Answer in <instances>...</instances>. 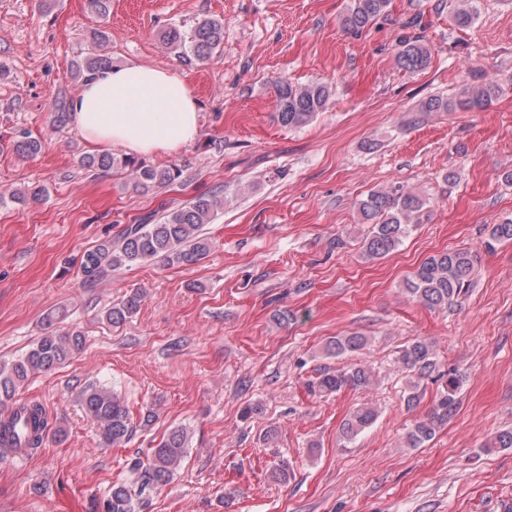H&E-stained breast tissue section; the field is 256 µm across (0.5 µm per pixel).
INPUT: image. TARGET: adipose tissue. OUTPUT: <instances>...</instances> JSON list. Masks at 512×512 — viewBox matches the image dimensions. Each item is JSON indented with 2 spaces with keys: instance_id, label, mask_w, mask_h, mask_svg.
I'll return each instance as SVG.
<instances>
[{
  "instance_id": "1",
  "label": "adipose tissue",
  "mask_w": 512,
  "mask_h": 512,
  "mask_svg": "<svg viewBox=\"0 0 512 512\" xmlns=\"http://www.w3.org/2000/svg\"><path fill=\"white\" fill-rule=\"evenodd\" d=\"M72 119L96 146H120L148 155L193 142L199 114L193 94L176 73L140 64L100 71L72 102Z\"/></svg>"
}]
</instances>
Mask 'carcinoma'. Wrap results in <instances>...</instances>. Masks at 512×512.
<instances>
[{
  "mask_svg": "<svg viewBox=\"0 0 512 512\" xmlns=\"http://www.w3.org/2000/svg\"><path fill=\"white\" fill-rule=\"evenodd\" d=\"M389 0H351L341 18L348 31H358L383 15ZM165 44L187 66L207 61L224 41V20L205 18L188 35L171 26L162 33ZM431 62V48L420 36L405 37L396 56L397 66L409 73L426 69ZM112 67L108 56L91 53L77 60L72 74L83 79ZM499 92L493 83L471 82L451 97L433 96L424 102L425 112H474L483 109ZM278 112L275 118L284 128L298 129L310 123L324 111L334 90L327 82L296 85L280 80L274 85ZM71 118L70 103L63 100L52 115V125L58 129L67 126ZM42 142L29 136L16 143V151L23 156H34L41 151ZM79 164L88 170L106 171L124 168L136 179L142 190H151L179 184L182 170L176 166L157 168L134 157L109 152L80 157ZM226 198L219 192L200 194L193 200L166 211L149 224H128L114 239L103 240L95 248L81 255L80 269L85 282L94 284L111 272L133 264L160 259L168 264H192L207 255L212 243L203 236L201 227L211 223L218 211L224 209ZM428 200L413 191L400 187L372 191L358 204L362 223L370 225L364 239V254L381 258L395 251L411 233ZM512 241V218L493 224L488 230L484 247ZM476 256L469 251H443L422 262L403 282V290L414 302L440 309L458 302L474 285ZM143 294L133 290L104 312L112 325L124 323L140 309ZM367 339L352 334L330 341L332 355L353 353L365 347ZM83 344L82 334L76 330H52L39 338L25 355L10 363H0V449L34 450L42 446L43 409L38 402L19 403L18 389L30 376L47 372L67 361ZM397 362L413 373L406 394L407 404L417 402V388L423 380H443L442 390L432 409L423 418L411 424L405 442L411 448L422 446L436 431L448 422L456 411L462 375L450 371L439 372V364L431 342L420 338L404 346ZM372 380L371 371L364 366L323 373L311 384V391L329 395L345 387L360 388ZM80 404L87 416L100 427V441L104 447L119 445L130 439L133 422L120 396L94 384L87 385L80 394ZM378 411L372 406L356 408L342 425V436L354 441L376 421ZM187 454V433L182 428L168 432L159 443L148 449L145 457L131 464L132 478L127 483L114 484L102 504V512H144L150 493L171 482Z\"/></svg>",
  "mask_w": 512,
  "mask_h": 512,
  "instance_id": "carcinoma-1",
  "label": "carcinoma"
}]
</instances>
